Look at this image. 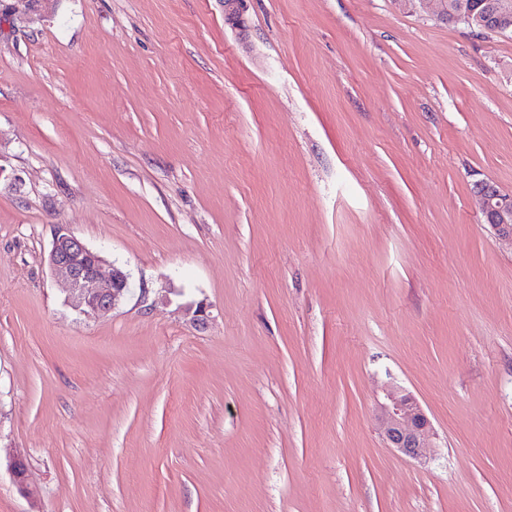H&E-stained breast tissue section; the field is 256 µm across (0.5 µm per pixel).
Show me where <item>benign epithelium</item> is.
<instances>
[{"label":"benign epithelium","mask_w":512,"mask_h":512,"mask_svg":"<svg viewBox=\"0 0 512 512\" xmlns=\"http://www.w3.org/2000/svg\"><path fill=\"white\" fill-rule=\"evenodd\" d=\"M402 2L417 5L440 18L451 14L476 32L512 34V0H495L490 14L481 11L473 0H455L451 12L447 0ZM242 5L243 0H224V18L228 23L241 25ZM473 193L495 238L512 249V193L501 190L490 181L476 183ZM48 264L65 275L64 303L80 315L90 317L109 313L129 289V277L122 268L114 265L109 274H103L104 258L100 253L89 248L62 224L55 231ZM377 416L386 447L414 460L421 459L431 447V421L419 401L404 389L397 386L385 388ZM10 471L19 490L33 494L26 481V465L21 459L11 461Z\"/></svg>","instance_id":"obj_1"}]
</instances>
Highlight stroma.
Masks as SVG:
<instances>
[{"label": "stroma", "mask_w": 512, "mask_h": 512, "mask_svg": "<svg viewBox=\"0 0 512 512\" xmlns=\"http://www.w3.org/2000/svg\"><path fill=\"white\" fill-rule=\"evenodd\" d=\"M243 20L0 0V512H512V250L472 194L512 192V35ZM59 224L129 273L112 312L65 306ZM388 385L423 459L385 446ZM377 416L387 448L420 460L426 448H432L431 421L419 401L397 386L384 390V402L378 404Z\"/></svg>", "instance_id": "1"}]
</instances>
